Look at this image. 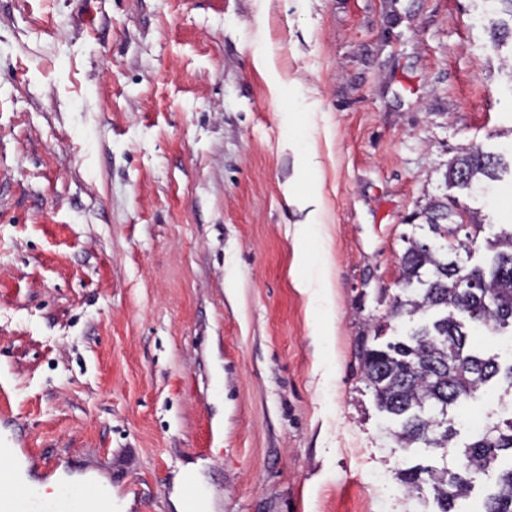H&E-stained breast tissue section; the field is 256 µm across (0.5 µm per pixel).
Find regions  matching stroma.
Listing matches in <instances>:
<instances>
[{"mask_svg": "<svg viewBox=\"0 0 512 512\" xmlns=\"http://www.w3.org/2000/svg\"><path fill=\"white\" fill-rule=\"evenodd\" d=\"M510 54L484 0H0V436L59 464L30 483L101 476L111 512L190 488L203 512H437L399 472L505 430L512 384L453 409L450 449L403 448L359 353L425 321L390 303L429 197L484 215L470 264L512 229V176L444 180L462 144L512 149ZM288 182L322 197L303 252ZM466 329L512 364L511 329Z\"/></svg>", "mask_w": 512, "mask_h": 512, "instance_id": "35a3bbf8", "label": "stroma"}]
</instances>
